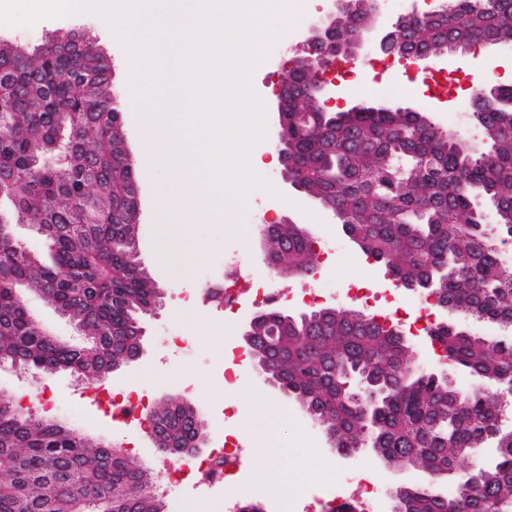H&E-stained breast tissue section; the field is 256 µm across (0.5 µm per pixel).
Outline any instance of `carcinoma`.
<instances>
[{
	"label": "carcinoma",
	"instance_id": "carcinoma-1",
	"mask_svg": "<svg viewBox=\"0 0 512 512\" xmlns=\"http://www.w3.org/2000/svg\"><path fill=\"white\" fill-rule=\"evenodd\" d=\"M409 18L392 26L393 53L415 60L512 38V0H449L446 10ZM363 37L357 26L336 25L333 55L352 57ZM111 71L78 32L49 38L23 62L0 39V171L10 175L0 194V367L106 379L129 362L142 316L162 304L138 256L137 174L117 135ZM282 82L291 86L285 131L304 193L342 206L341 226L395 287L512 330V269L474 206L478 196L488 200L499 233L512 240V86L483 81L494 96L491 106L477 102L487 149L478 155L426 110L372 101L326 117L309 75L293 66ZM31 220L46 259L14 232ZM270 242L280 275L313 270V241L300 225H280ZM27 290L54 305L83 343L50 336L26 306ZM423 333L437 369L415 365L398 322L345 306L266 309L247 350L338 455L368 447L380 465L423 473L420 484L394 490V512H512V429L501 425L512 336L486 339L442 319ZM446 367L483 386L452 388ZM146 417L166 452L206 437L187 404L162 403ZM488 439L494 460L440 491L460 457ZM0 467V512H166L136 456L16 402L0 401Z\"/></svg>",
	"mask_w": 512,
	"mask_h": 512
}]
</instances>
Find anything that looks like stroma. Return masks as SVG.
<instances>
[{
  "mask_svg": "<svg viewBox=\"0 0 512 512\" xmlns=\"http://www.w3.org/2000/svg\"><path fill=\"white\" fill-rule=\"evenodd\" d=\"M331 5V0H308L305 11L286 15L276 6L268 7L265 18L268 36L263 44L265 64L247 75L254 97L263 106L261 137L254 145L257 153L275 154V91L290 61L304 54L305 29L326 15ZM69 31H84L95 37L112 61V87L119 94H126L125 50L93 16L75 18L66 14L31 26L0 28V37L33 49L47 36ZM478 57L484 58L498 75L512 68V47L473 50L466 55L448 57L444 66L455 80L449 83L446 97L435 103L422 93L423 67L413 59L392 55L388 61L393 76L388 82L377 83L370 76H362L349 91L338 92L329 108L339 111L369 99L393 101L428 110L441 126L450 127L449 115L456 102L471 94L468 82L463 79L469 71L468 61ZM263 177L265 184L272 186V194L233 204L232 221L228 224L182 223L178 174L174 167H158L138 181L140 258L162 288L164 299L161 307L143 320L142 356L114 372L108 383L120 389L149 391L156 402L169 398L192 404L207 423V443L223 440L228 433L235 434L243 459L234 479L224 486L171 487L166 495L169 512H175L181 505L189 506L191 512H228L230 505L246 502L261 503L265 512H285L284 504L288 501L294 503V512H306L317 493L323 492L328 472L345 471L359 464L358 457H339L324 433L294 402L265 384L250 364H240L236 383L225 386L224 352L243 346L241 325L252 311L250 304H242L236 316L228 317L218 301L201 299L191 305L183 299L184 294L200 289L201 272H209L216 281L223 279L225 260L237 254L251 260L250 265L243 267V276L265 273L257 230L271 221L305 225L312 235L329 237L338 244L334 255L317 264L315 273L289 280L273 278V291L298 293L320 276L336 292L329 300L330 305L346 306L350 303L347 292L351 283L368 282L380 296L390 288L383 268L351 245L341 226L322 207L287 185L280 166L264 171ZM162 250L169 252L168 262H159L158 253ZM171 334L193 342V358L168 348L166 338ZM51 381L54 398L71 411L72 426L113 444L135 443L141 459L154 453L150 435L112 420L101 409L95 389L76 393L75 381L66 371L53 374ZM265 471L287 474V492H280L271 482L263 480L261 474Z\"/></svg>",
  "mask_w": 512,
  "mask_h": 512,
  "instance_id": "obj_1",
  "label": "stroma"
}]
</instances>
